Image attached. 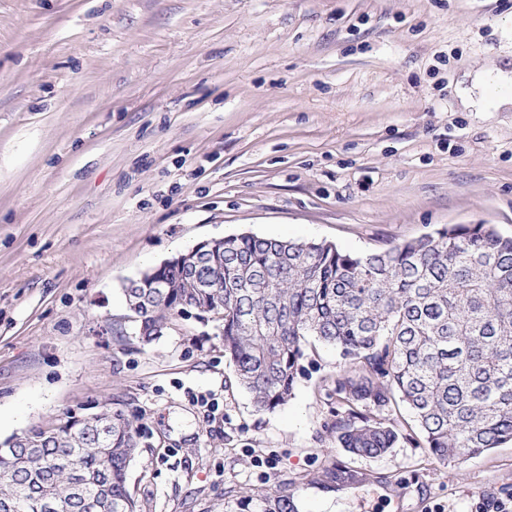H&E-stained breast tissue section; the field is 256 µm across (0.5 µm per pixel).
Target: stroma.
<instances>
[{"instance_id": "stroma-1", "label": "stroma", "mask_w": 512, "mask_h": 512, "mask_svg": "<svg viewBox=\"0 0 512 512\" xmlns=\"http://www.w3.org/2000/svg\"><path fill=\"white\" fill-rule=\"evenodd\" d=\"M512 235V0H0V441L134 417L139 512H480L512 442H336L338 358L256 411L215 323L142 344L124 284L241 233L351 253Z\"/></svg>"}]
</instances>
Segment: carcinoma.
Segmentation results:
<instances>
[{
    "label": "carcinoma",
    "mask_w": 512,
    "mask_h": 512,
    "mask_svg": "<svg viewBox=\"0 0 512 512\" xmlns=\"http://www.w3.org/2000/svg\"><path fill=\"white\" fill-rule=\"evenodd\" d=\"M208 281L209 288L199 287ZM136 334L159 340L177 318L218 323L224 357L258 411L292 396L300 361L336 350V441L374 456L404 439L448 463L512 441V236L450 224L364 254L326 241L240 234L157 286L124 291ZM411 409L405 432L372 416ZM19 454L0 451V512H137L128 470L139 427L104 408L37 428ZM98 493L88 511L74 484ZM258 512H297L288 495Z\"/></svg>",
    "instance_id": "1"
}]
</instances>
